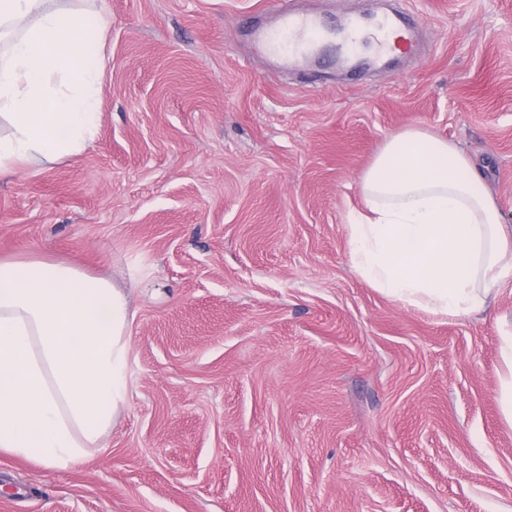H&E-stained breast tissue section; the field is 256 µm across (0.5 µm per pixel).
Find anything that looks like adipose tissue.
<instances>
[{
	"instance_id": "adipose-tissue-1",
	"label": "adipose tissue",
	"mask_w": 512,
	"mask_h": 512,
	"mask_svg": "<svg viewBox=\"0 0 512 512\" xmlns=\"http://www.w3.org/2000/svg\"><path fill=\"white\" fill-rule=\"evenodd\" d=\"M102 18L54 0H0V179L82 153L100 122ZM368 214L348 224L351 263L402 304L483 312L512 273V225L470 156L411 129L363 174ZM124 288L45 256L0 258V452L64 469L98 447L127 399Z\"/></svg>"
}]
</instances>
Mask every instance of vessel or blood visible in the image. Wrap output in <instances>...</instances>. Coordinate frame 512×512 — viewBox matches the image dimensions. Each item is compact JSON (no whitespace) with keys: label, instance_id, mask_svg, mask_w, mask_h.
Here are the masks:
<instances>
[{"label":"vessel or blood","instance_id":"1","mask_svg":"<svg viewBox=\"0 0 512 512\" xmlns=\"http://www.w3.org/2000/svg\"><path fill=\"white\" fill-rule=\"evenodd\" d=\"M325 26L320 18L295 9L290 0H280L277 7V24L274 28L260 30L257 35L268 55L288 60H300L311 57L319 42ZM410 29L405 18L397 12L382 15L366 24L349 22L346 35L352 44L361 45L366 36H374L379 55L390 52L388 34H407Z\"/></svg>","mask_w":512,"mask_h":512}]
</instances>
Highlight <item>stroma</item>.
<instances>
[{
    "label": "stroma",
    "instance_id": "35a3bbf8",
    "mask_svg": "<svg viewBox=\"0 0 512 512\" xmlns=\"http://www.w3.org/2000/svg\"><path fill=\"white\" fill-rule=\"evenodd\" d=\"M329 31L388 0H302ZM422 49L282 64L273 0H83L107 22L82 154L0 180V257L125 288L128 396L65 470L0 454V512H512L499 403L512 275L465 318L352 268L362 175L409 129L456 142L512 224V0H401Z\"/></svg>",
    "mask_w": 512,
    "mask_h": 512
}]
</instances>
